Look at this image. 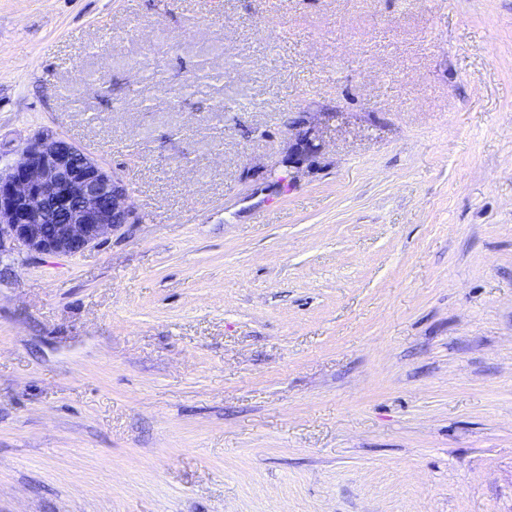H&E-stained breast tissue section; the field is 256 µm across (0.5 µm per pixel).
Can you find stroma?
I'll return each mask as SVG.
<instances>
[{
	"mask_svg": "<svg viewBox=\"0 0 512 512\" xmlns=\"http://www.w3.org/2000/svg\"><path fill=\"white\" fill-rule=\"evenodd\" d=\"M41 133L141 221L0 257V512H512V0H0ZM316 142L320 141L313 127H309L301 134H298L289 150L288 167L298 168L302 166L310 156L318 153L321 144H316Z\"/></svg>",
	"mask_w": 512,
	"mask_h": 512,
	"instance_id": "1",
	"label": "stroma"
}]
</instances>
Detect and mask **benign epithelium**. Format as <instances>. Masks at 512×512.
<instances>
[{
	"instance_id": "1",
	"label": "benign epithelium",
	"mask_w": 512,
	"mask_h": 512,
	"mask_svg": "<svg viewBox=\"0 0 512 512\" xmlns=\"http://www.w3.org/2000/svg\"><path fill=\"white\" fill-rule=\"evenodd\" d=\"M320 149L313 128L297 135L288 166ZM128 184L87 152L60 137L30 140L21 160L0 174V256L7 250L77 255L140 222Z\"/></svg>"
}]
</instances>
